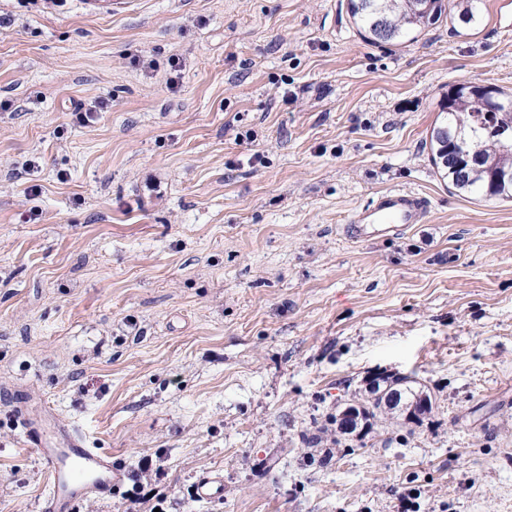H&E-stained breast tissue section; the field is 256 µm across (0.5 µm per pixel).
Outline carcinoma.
<instances>
[{"label":"carcinoma","mask_w":512,"mask_h":512,"mask_svg":"<svg viewBox=\"0 0 512 512\" xmlns=\"http://www.w3.org/2000/svg\"><path fill=\"white\" fill-rule=\"evenodd\" d=\"M479 0H431V8L422 10V0H347V13L360 36L369 44H401L416 38L422 31L440 25L456 8L459 18L476 20ZM443 120L430 135L431 160L441 169L452 187L467 193L474 191L489 198L512 199V179L490 182L485 172H476L463 180L456 169L453 153L460 140L466 148L480 155L493 171L512 173V112L489 116L484 96L475 86L456 85L440 103ZM365 417L376 419L383 414L382 398L365 399L356 404Z\"/></svg>","instance_id":"carcinoma-1"}]
</instances>
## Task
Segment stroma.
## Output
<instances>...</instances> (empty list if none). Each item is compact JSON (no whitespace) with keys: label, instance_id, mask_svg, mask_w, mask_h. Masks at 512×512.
<instances>
[{"label":"stroma","instance_id":"35a3bbf8","mask_svg":"<svg viewBox=\"0 0 512 512\" xmlns=\"http://www.w3.org/2000/svg\"><path fill=\"white\" fill-rule=\"evenodd\" d=\"M498 2L375 47L345 0H0V512L50 489L19 406L124 464L75 512H512V200L430 161L451 86L512 93ZM388 189L423 222L348 236ZM380 373L432 414L338 434Z\"/></svg>","mask_w":512,"mask_h":512}]
</instances>
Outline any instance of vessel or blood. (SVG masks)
I'll list each match as a JSON object with an SVG mask.
<instances>
[{"mask_svg":"<svg viewBox=\"0 0 512 512\" xmlns=\"http://www.w3.org/2000/svg\"><path fill=\"white\" fill-rule=\"evenodd\" d=\"M427 209V199L417 193L387 190L351 217L347 232L361 238L367 235L370 225L376 224L388 234L395 225L421 223ZM14 420L23 428L28 445L37 453L51 480L52 494L41 501V512H73L81 499L109 497L120 490L124 467L111 453L86 447L83 437L72 431L66 434L65 446L48 447L40 429L23 411H15Z\"/></svg>","mask_w":512,"mask_h":512,"instance_id":"1","label":"vessel or blood"}]
</instances>
